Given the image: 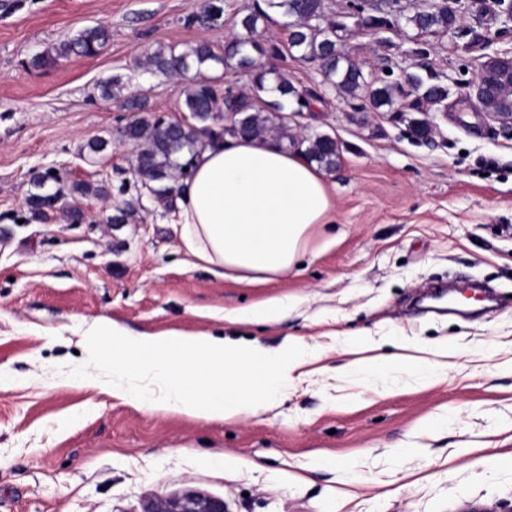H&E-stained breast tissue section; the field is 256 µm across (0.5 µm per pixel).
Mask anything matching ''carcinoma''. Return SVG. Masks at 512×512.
Returning a JSON list of instances; mask_svg holds the SVG:
<instances>
[{"label":"carcinoma","mask_w":512,"mask_h":512,"mask_svg":"<svg viewBox=\"0 0 512 512\" xmlns=\"http://www.w3.org/2000/svg\"><path fill=\"white\" fill-rule=\"evenodd\" d=\"M376 6L369 0H351L350 9L357 12L363 25L374 32L389 25L387 15L402 13L400 0H381ZM283 9L288 18L285 26L289 29L288 51L297 54L303 61L315 63L324 78V84L337 92L362 101L373 108L406 105L408 110H419L418 103L440 104L448 97L447 87L433 81V76L424 77L417 73H406L400 80L372 77L364 74L361 66L339 48V31L345 25L334 20L322 24L325 17L324 0H280L269 2ZM269 14L254 0L245 8L236 25L239 31L225 45L223 52L217 53L211 45L198 43L182 51L170 47L159 48L148 57L152 69L165 74L184 77L191 71H200L204 66L221 64L235 65L248 73L252 79L254 95L237 93L232 88H220L207 81H190L180 89L183 105L202 126L189 123L167 122L156 118L150 122L137 118L126 124L122 137L139 146L133 173L152 180V193L161 199L168 197L174 187L168 182L191 175L193 159L182 160L184 154L195 155L201 143L202 133L209 129L206 122L216 119L218 107L232 113L231 124L220 134L231 136L258 137L269 126L279 131V139H287L293 148H305L307 157L327 172L336 171L341 157L339 143L328 134H315L297 139L288 135V103L302 106L303 94L281 77L269 85L270 76L275 71L258 63L254 53L269 57L281 56L280 47L261 46L255 35L259 24L267 23ZM406 22L418 34L446 33L457 22V8L452 0H429L427 6L406 17ZM108 40V32L101 26L82 30L76 37L62 44L56 55L67 57L71 54L94 57L100 53ZM490 84V90L479 105L489 114L512 110V66L499 67L491 73H483ZM278 92L279 98L267 102L261 97L263 92Z\"/></svg>","instance_id":"cac0c4a2"}]
</instances>
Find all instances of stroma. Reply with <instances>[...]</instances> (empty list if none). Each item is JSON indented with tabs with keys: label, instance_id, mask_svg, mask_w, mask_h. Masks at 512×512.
<instances>
[{
	"label": "stroma",
	"instance_id": "35a3bbf8",
	"mask_svg": "<svg viewBox=\"0 0 512 512\" xmlns=\"http://www.w3.org/2000/svg\"><path fill=\"white\" fill-rule=\"evenodd\" d=\"M252 0H0V512H143L194 490L230 512H500L512 504V137L463 85L481 62L512 56V24L463 8L455 30L379 33L344 18L340 47L367 73L428 67L448 88L421 112L361 108L328 92L290 119L294 132L336 138L327 179L333 223L300 266L241 283L186 255L170 208L132 177L136 145L117 134L144 98L151 117L190 121L180 83L143 67L160 47H223ZM209 4L221 15L199 21ZM109 33L94 57L37 65L91 26ZM111 85L103 98L102 85ZM432 125L416 140L414 119ZM109 139L91 152L90 141ZM106 187L64 196L47 218L28 204L33 177ZM134 215L112 223L118 209ZM83 214L73 223L70 209ZM480 280L500 303L478 318L418 311L419 294ZM271 297L288 313L267 324L226 317ZM209 332L277 349L318 346V374L241 420L148 413L86 386L93 327ZM371 336L382 354L408 340L445 343L447 368H352L342 336ZM444 418L440 431L427 420Z\"/></svg>",
	"mask_w": 512,
	"mask_h": 512
}]
</instances>
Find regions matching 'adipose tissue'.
Instances as JSON below:
<instances>
[{"label":"adipose tissue","mask_w":512,"mask_h":512,"mask_svg":"<svg viewBox=\"0 0 512 512\" xmlns=\"http://www.w3.org/2000/svg\"><path fill=\"white\" fill-rule=\"evenodd\" d=\"M186 254L241 282H271L306 255L333 197L318 169L273 138H214L176 198ZM88 385L149 412L237 420L308 375L315 351L269 350L210 333L131 335L100 325Z\"/></svg>","instance_id":"ef3b65f1"}]
</instances>
